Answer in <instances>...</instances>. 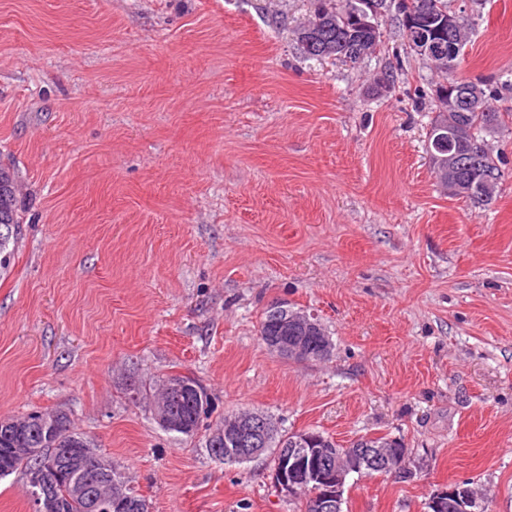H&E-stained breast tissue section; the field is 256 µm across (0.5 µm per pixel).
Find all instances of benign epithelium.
<instances>
[{"instance_id": "1", "label": "benign epithelium", "mask_w": 512, "mask_h": 512, "mask_svg": "<svg viewBox=\"0 0 512 512\" xmlns=\"http://www.w3.org/2000/svg\"><path fill=\"white\" fill-rule=\"evenodd\" d=\"M381 10L377 0H364L359 11L353 17L343 16L341 29L353 37L360 32H377ZM408 43L418 50L434 55L442 61L459 55V47L446 51V43L439 39L431 40L420 26L417 18L406 19ZM467 107L471 110H484L480 88L475 84H457L448 87V96L444 108ZM286 322L292 327L303 331L301 336H269L268 346L277 352L286 353L293 360H308L312 356L313 344L309 336L319 329L318 317L305 310H294L289 313ZM157 419L168 429L192 432V427L185 421L167 414L166 403L155 405ZM267 436V421L257 415L242 414L233 422V428L227 431L225 438L242 444L232 449L240 461H252L261 457L264 452L262 445ZM320 438L310 434L293 440V447L284 449V462L272 470V480L281 492L295 498L307 489V485L318 484L322 491L317 493L320 512H342L344 487L348 476L366 469L389 471L402 474L409 469V458L402 450H392L396 446V438L380 440L376 437L347 457L343 453H333L327 448L318 446ZM38 466L34 472V482L40 489L38 494V512H56V505L49 494L47 486L49 477L56 472L54 458L37 457ZM428 512H446L450 508L454 512H484L485 498L475 489L463 482H453L435 489L427 500Z\"/></svg>"}]
</instances>
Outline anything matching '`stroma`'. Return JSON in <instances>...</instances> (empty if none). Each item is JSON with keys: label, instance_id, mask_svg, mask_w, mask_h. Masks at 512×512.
Segmentation results:
<instances>
[{"label": "stroma", "instance_id": "1", "mask_svg": "<svg viewBox=\"0 0 512 512\" xmlns=\"http://www.w3.org/2000/svg\"><path fill=\"white\" fill-rule=\"evenodd\" d=\"M460 77L512 73V0H454ZM311 0H0V162L22 235L0 274V420L66 412L150 512H297L268 459L205 440L264 412L340 446L402 438L412 480L352 476L344 512H425L467 481L512 512V90L500 191L443 193L427 150L437 80L379 19L380 53L304 60ZM394 90L375 94L384 67ZM285 302L325 359L260 339ZM194 377L198 431L126 392Z\"/></svg>", "mask_w": 512, "mask_h": 512}]
</instances>
